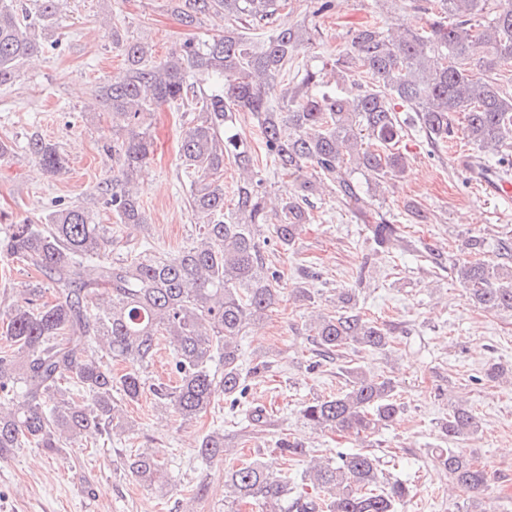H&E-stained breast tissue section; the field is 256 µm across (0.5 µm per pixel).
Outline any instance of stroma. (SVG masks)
Instances as JSON below:
<instances>
[{
  "label": "stroma",
  "instance_id": "stroma-1",
  "mask_svg": "<svg viewBox=\"0 0 512 512\" xmlns=\"http://www.w3.org/2000/svg\"><path fill=\"white\" fill-rule=\"evenodd\" d=\"M432 13L433 0H334L330 14L317 16L310 0H288L250 36L257 41L275 28L314 29L297 65L319 72L325 90L350 96L365 76L340 72L334 62L349 48L354 31L369 24L389 33L424 26ZM55 27V36L23 63L16 81L0 86V139L12 148L10 157L0 160V234L24 218L43 220L62 202L87 207L96 223L110 227L111 256L146 249L173 254L190 246L196 221L186 202L189 183L179 147L198 112L171 104L145 113L142 125L154 146L138 182L150 222L141 231L120 229L99 193L119 167L102 149L119 125L92 99L99 84L123 65L112 31L148 43L160 58L184 41L222 35L223 18L208 15L186 27L168 0H64ZM401 117L407 129L396 149L405 160L403 172L383 182L360 170L352 178L372 197L376 211L401 225L406 240L431 249L438 264L399 247L377 249L350 207L335 192L319 189L311 198L313 220L293 249L281 248L273 225L262 228L265 255L283 273L284 299L268 317L249 325L241 353L245 364H269L262 376L249 379L246 392L247 406L265 411L266 432L246 436L243 410H230L220 391L206 414L185 423L147 393L123 403L129 430L122 437L87 432L55 454L24 447L0 460V512H185L189 507L225 512V470L248 459L276 474L293 476L307 467V459L281 455L276 440L283 433L314 456L349 451L377 456L384 478L411 488L397 512H512V385L485 376L493 363L512 372V315L475 304L455 273L476 256L467 247L475 237L483 241L482 260L512 267V253L501 249L502 242L512 241V202L483 197L469 168L494 166L495 158L465 136L461 114L452 117L453 137L438 145L416 131L413 113ZM236 128L252 147L271 201L291 195L295 181L267 165L256 119L238 113ZM35 134L57 146L67 161L65 174H43L27 150ZM36 287L53 300L54 290L39 272L0 255V302ZM299 288L310 290V300L296 296ZM347 291L366 317L393 331L387 351H362L352 359L391 375L403 409L373 430L315 431L299 420L298 409L340 392L344 378L338 365L316 364L311 325L317 316L335 314L339 295ZM459 401L482 422L481 432L461 443L488 474L487 486L477 494L451 489L431 458L432 449L448 445L438 423ZM212 431L223 432L229 450L223 460L205 463L196 448ZM139 448L154 451L163 462L169 479L164 489L137 482L126 471L124 459ZM192 488L202 494L190 505Z\"/></svg>",
  "mask_w": 512,
  "mask_h": 512
}]
</instances>
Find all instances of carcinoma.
<instances>
[{"mask_svg":"<svg viewBox=\"0 0 512 512\" xmlns=\"http://www.w3.org/2000/svg\"><path fill=\"white\" fill-rule=\"evenodd\" d=\"M62 0H38L36 11L20 13L13 0H0V86L18 77L20 66L37 53L36 32L48 34ZM185 26L218 14L227 21L224 35L189 41L156 58L145 42L124 39L112 31L124 70L98 86L96 100L123 121L124 136L103 145L118 156L120 171L112 187H99L119 223H149L139 191L131 181L152 152V139L141 117L167 104H187L202 118L182 136L180 154L192 178L189 205L198 224L196 241L175 254L114 259L106 253V228L93 223L88 208L63 206L37 224L29 219L8 225L6 252L38 270L55 290L53 301L42 289L5 311L7 326L0 348V459L25 444L57 452L61 443L94 429L108 435L126 432L116 416L114 394L128 402L145 390L144 373L155 356L160 336L172 345V385L152 387L155 401L182 421L206 413L215 384L236 405L246 393L247 376L266 372L268 363L242 368L239 339L247 325L267 316L280 303L281 274L266 265L263 224H275L276 237L292 247L299 230L310 223L305 209L318 184L326 182L352 206L363 222L372 218L370 198L360 194L353 169L380 178L404 167L395 151L404 135L393 101L415 112L421 130L433 143L448 138L451 116L463 115L466 137L498 153L512 147V92L502 68L512 65V5L496 0H434L435 19L428 28L407 29L397 36L364 26L336 66L357 68L371 86L347 98L316 92L317 73L305 70L288 89L281 88L285 67L305 43L300 28L281 27L263 41L248 42L242 30L272 16L278 0H171ZM190 72L223 80L219 92L191 95ZM249 112L261 127L266 157L277 170L294 177L293 195L270 212L263 179L252 171L248 141L235 127V115ZM368 139L370 145L359 142ZM29 152L54 178L65 169L57 147L42 138ZM243 171L224 212V160ZM375 245L387 249L401 241L400 228L379 218L369 225ZM459 283L472 301L491 310L512 313V269L468 261L457 269ZM336 314L320 317L312 327L326 356L348 351L384 352L392 336L385 326L359 311L349 293L339 297ZM125 364L112 373V361ZM345 390L302 406L299 418L314 430L359 432L394 420L402 409L395 381L367 373L361 365L343 368ZM67 387H61V384ZM482 429L473 411L454 404L440 422L448 440ZM280 453L305 457L308 450L282 437ZM212 462L224 457V434L211 432L196 448ZM435 466L457 487L481 491L487 472L462 448H434ZM128 473L147 485H166L163 463L149 451L124 460ZM321 490V499L303 490ZM231 491L228 512L251 501L263 512H395L410 495L402 481L386 482L376 458L366 452L343 453L338 461L313 462L296 482L269 473L251 460L224 474Z\"/></svg>","mask_w":512,"mask_h":512,"instance_id":"carcinoma-1","label":"carcinoma"}]
</instances>
